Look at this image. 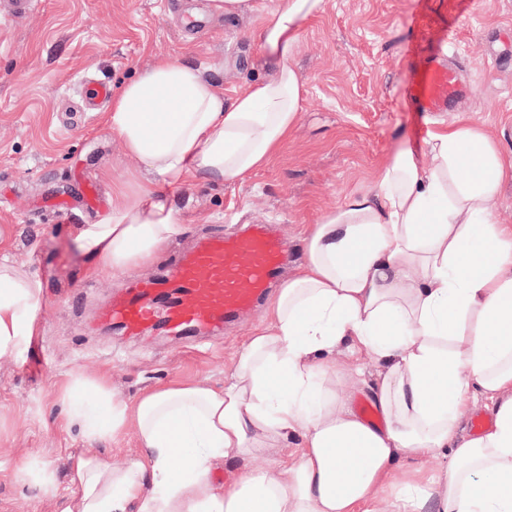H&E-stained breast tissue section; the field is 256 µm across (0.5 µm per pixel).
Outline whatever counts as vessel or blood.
<instances>
[{
  "label": "vessel or blood",
  "instance_id": "obj_1",
  "mask_svg": "<svg viewBox=\"0 0 512 512\" xmlns=\"http://www.w3.org/2000/svg\"><path fill=\"white\" fill-rule=\"evenodd\" d=\"M463 92L457 72L433 59L423 69L417 105L444 112ZM287 259L286 243L267 224L207 237L169 275L141 281L114 299L102 319L129 336L146 329L188 340L206 336L263 300Z\"/></svg>",
  "mask_w": 512,
  "mask_h": 512
}]
</instances>
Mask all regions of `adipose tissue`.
I'll list each match as a JSON object with an SVG mask.
<instances>
[{
    "instance_id": "1",
    "label": "adipose tissue",
    "mask_w": 512,
    "mask_h": 512,
    "mask_svg": "<svg viewBox=\"0 0 512 512\" xmlns=\"http://www.w3.org/2000/svg\"><path fill=\"white\" fill-rule=\"evenodd\" d=\"M325 0H271L253 34L264 78L228 96L199 65L157 59L104 114L137 167L112 186V211L79 224L92 268L147 265L186 227L175 189L234 184L268 165L300 119L292 66L303 25ZM512 156L465 122L400 151L374 184L313 225L306 261L285 281L214 386L196 380L117 398L81 373L65 386L67 424L137 449L72 461L70 492L38 483L54 512H512V224L495 217ZM45 302L41 280L0 255V359H20ZM368 388L365 422L340 389ZM491 429L463 434L476 403ZM444 467L401 466L406 457ZM240 474L214 481L218 463ZM395 488L383 498L385 488Z\"/></svg>"
}]
</instances>
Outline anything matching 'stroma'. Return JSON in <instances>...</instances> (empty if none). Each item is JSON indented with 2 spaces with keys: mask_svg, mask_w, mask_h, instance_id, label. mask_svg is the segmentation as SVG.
Instances as JSON below:
<instances>
[{
  "mask_svg": "<svg viewBox=\"0 0 512 512\" xmlns=\"http://www.w3.org/2000/svg\"><path fill=\"white\" fill-rule=\"evenodd\" d=\"M0 0V250L38 275L40 330L17 361L0 362V512H53L32 476L71 484L69 459L121 448L66 426L64 387L78 371L107 377L118 398L173 381L218 384L250 330L256 305L196 342L149 331L106 332L96 318L138 281L172 268L198 240L270 224L288 243L283 270L305 262L304 238L323 213L403 148L465 116L512 155V0H326L304 25L293 61L306 104L279 155L244 182L199 183L175 197L185 234L144 268L90 269L73 228L112 209V183L134 168L84 85L131 80L163 56L202 66L226 94L264 76L252 32L261 15L227 18L208 0H40L14 14ZM448 55L466 86L450 112H423L412 91L432 54ZM96 185L97 206L87 185Z\"/></svg>",
  "mask_w": 512,
  "mask_h": 512,
  "instance_id": "1",
  "label": "stroma"
}]
</instances>
